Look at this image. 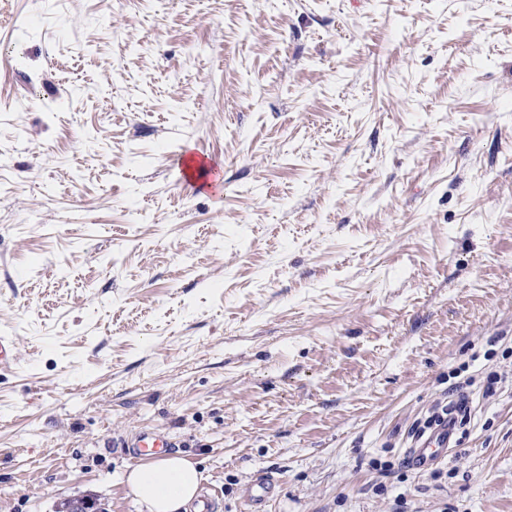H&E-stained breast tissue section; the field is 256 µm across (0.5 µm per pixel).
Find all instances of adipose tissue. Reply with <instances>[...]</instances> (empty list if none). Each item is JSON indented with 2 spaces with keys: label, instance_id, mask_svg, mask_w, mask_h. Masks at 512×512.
I'll return each mask as SVG.
<instances>
[{
  "label": "adipose tissue",
  "instance_id": "adipose-tissue-1",
  "mask_svg": "<svg viewBox=\"0 0 512 512\" xmlns=\"http://www.w3.org/2000/svg\"><path fill=\"white\" fill-rule=\"evenodd\" d=\"M201 481L198 468L178 455L139 463L125 474V482L144 512H189Z\"/></svg>",
  "mask_w": 512,
  "mask_h": 512
}]
</instances>
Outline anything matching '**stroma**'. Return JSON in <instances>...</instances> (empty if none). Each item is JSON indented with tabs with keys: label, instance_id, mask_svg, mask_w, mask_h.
I'll use <instances>...</instances> for the list:
<instances>
[{
	"label": "stroma",
	"instance_id": "35a3bbf8",
	"mask_svg": "<svg viewBox=\"0 0 512 512\" xmlns=\"http://www.w3.org/2000/svg\"><path fill=\"white\" fill-rule=\"evenodd\" d=\"M0 333V512H512V0H0ZM464 407H448V427L456 429L460 410ZM448 427L439 426L428 435H418L411 448L406 451L405 462L412 470H425L448 458ZM127 448L130 455L134 457L153 456L158 453H166L177 448V445L166 435L143 430L134 439ZM201 481L198 468L178 455L139 463L125 473L131 494L144 509L140 512H189Z\"/></svg>",
	"mask_w": 512,
	"mask_h": 512
}]
</instances>
